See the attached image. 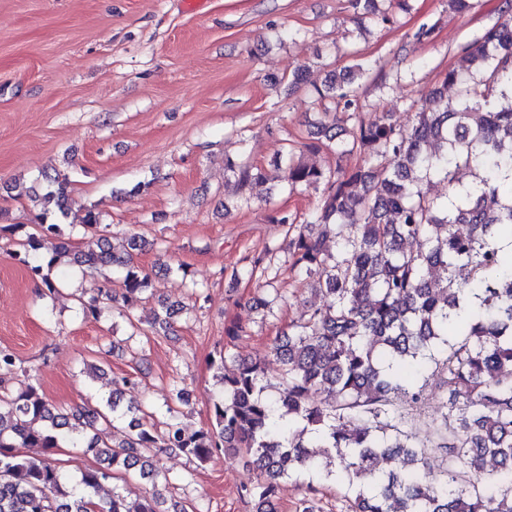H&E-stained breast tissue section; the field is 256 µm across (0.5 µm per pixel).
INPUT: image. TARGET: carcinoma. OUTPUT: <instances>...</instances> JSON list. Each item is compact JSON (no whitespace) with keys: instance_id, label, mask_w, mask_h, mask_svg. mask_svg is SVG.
<instances>
[{"instance_id":"1","label":"carcinoma","mask_w":512,"mask_h":512,"mask_svg":"<svg viewBox=\"0 0 512 512\" xmlns=\"http://www.w3.org/2000/svg\"><path fill=\"white\" fill-rule=\"evenodd\" d=\"M380 1L392 2L348 0V8L388 24ZM498 14L460 46L457 66L408 128L385 114L362 119L360 64L315 88L353 121L349 129L339 125L325 106L317 135L361 164L326 171L288 157V187H320L322 204L301 224L286 214L272 223L290 224L288 270L305 276L325 302L273 344L282 364L278 395L269 394L262 361H238L225 349L212 359L222 390L207 428L188 433L173 418L159 427L143 411L111 443L103 427L123 421L118 394L136 384L134 376L112 380V396L98 407L69 411L27 381L0 393V512H159L157 489L134 508L117 487L106 500L95 492L136 466L156 482L155 458L165 449L202 465L222 452L245 455L257 476L238 495L254 512H279V483L292 477L307 479L295 512H322V481L346 487L347 512H512V252L498 245L512 237V0H500ZM224 173L251 195L266 184L247 163L229 159ZM431 178L447 183L453 197L428 196L422 183ZM48 187L45 199L67 216L68 183L54 177ZM2 233L15 237L12 258L53 295V269L66 254L87 270L120 269V290L76 294L86 314L110 306L129 319L144 300L150 273L103 237L73 249L63 224L45 216L32 228L0 225ZM328 238L336 240L334 254L325 249ZM176 314L155 312L153 328L169 335ZM422 359L435 360L433 387L403 373L402 363ZM15 364L13 352L0 348V376L15 374ZM430 398L441 403L429 423L444 452L436 475L427 444L409 430ZM61 441L97 464L73 477L19 452ZM489 458L499 461L492 473Z\"/></svg>"}]
</instances>
